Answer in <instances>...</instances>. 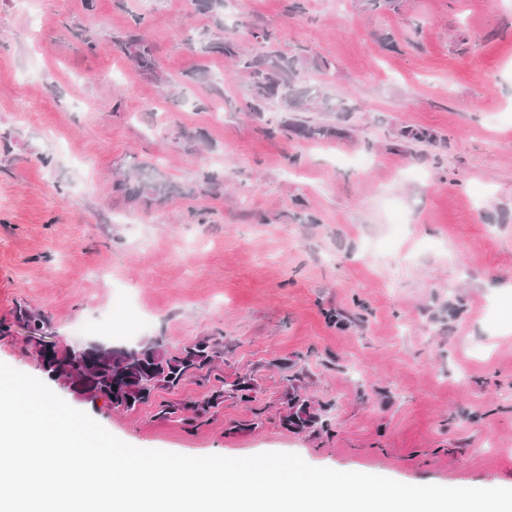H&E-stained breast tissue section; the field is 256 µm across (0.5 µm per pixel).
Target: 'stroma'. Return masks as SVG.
<instances>
[{
    "instance_id": "stroma-1",
    "label": "stroma",
    "mask_w": 512,
    "mask_h": 512,
    "mask_svg": "<svg viewBox=\"0 0 512 512\" xmlns=\"http://www.w3.org/2000/svg\"><path fill=\"white\" fill-rule=\"evenodd\" d=\"M0 0V362L140 449L293 453L409 485L512 487V0ZM144 17L160 80L113 44ZM305 50L307 84L348 99L337 136L242 112L226 34ZM328 60L330 69L314 67ZM404 126L433 132L405 146ZM166 180L151 205L120 173ZM214 176L219 190L205 176ZM63 345L231 354L133 410L64 387L12 325ZM327 429L287 426L288 371ZM248 400L166 417L218 381ZM252 379L247 376L237 377L234 381L228 382L224 380V389L213 393L209 396V402L204 405L200 404L201 410H208L221 398L231 399H247L249 398V392L252 391ZM218 404V403H217Z\"/></svg>"
}]
</instances>
